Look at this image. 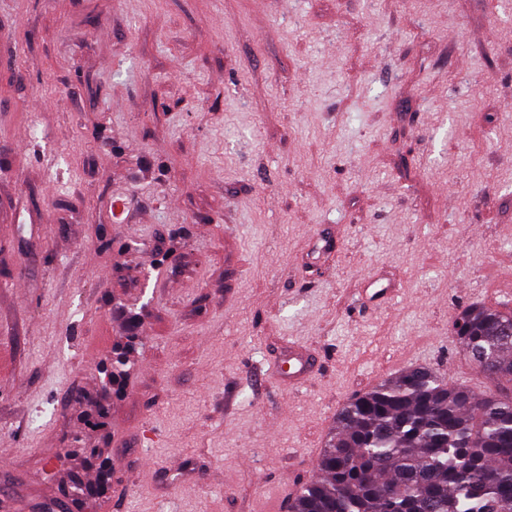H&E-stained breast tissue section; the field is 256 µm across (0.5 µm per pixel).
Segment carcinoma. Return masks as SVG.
Masks as SVG:
<instances>
[{"mask_svg": "<svg viewBox=\"0 0 512 512\" xmlns=\"http://www.w3.org/2000/svg\"><path fill=\"white\" fill-rule=\"evenodd\" d=\"M126 341L112 350L109 384L117 395L127 377L125 354L138 314L125 312ZM457 343L483 374L512 381V313L464 309ZM91 424L102 427L103 399L84 395ZM75 470L63 481L67 512L112 491V470L97 447L73 448ZM320 477L302 486L291 512H512V396L479 397L427 368L407 370L345 404L318 462Z\"/></svg>", "mask_w": 512, "mask_h": 512, "instance_id": "1", "label": "carcinoma"}]
</instances>
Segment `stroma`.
<instances>
[{"label": "stroma", "instance_id": "obj_1", "mask_svg": "<svg viewBox=\"0 0 512 512\" xmlns=\"http://www.w3.org/2000/svg\"><path fill=\"white\" fill-rule=\"evenodd\" d=\"M510 265L512 0H0V512L61 504L86 436L84 512H288L383 379L498 392L452 332ZM125 319L128 327L129 335L126 336V342L118 343L112 350V360H111V371L109 374V384L112 388V393L117 395L123 389V383L125 378L127 377L126 371L123 369L125 365V354L128 347L135 339V330L138 326V314L134 311H126ZM286 367L282 370L283 381L288 387H299L313 377L318 369L316 355L302 347H291ZM68 453L80 455L81 467H94L98 471V478L94 482L84 480L79 470L69 473L67 479L63 481L62 496L65 499L67 511L82 512L80 509L84 503L112 491V470L101 448H73L69 449Z\"/></svg>", "mask_w": 512, "mask_h": 512}]
</instances>
